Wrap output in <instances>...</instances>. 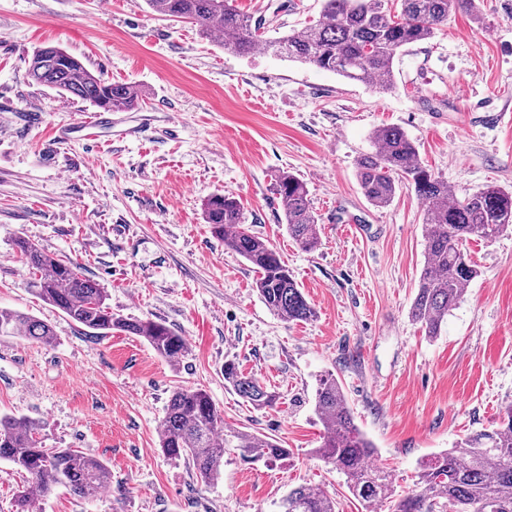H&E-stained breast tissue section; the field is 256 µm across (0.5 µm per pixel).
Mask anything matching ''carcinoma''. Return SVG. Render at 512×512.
I'll use <instances>...</instances> for the list:
<instances>
[{"label":"carcinoma","mask_w":512,"mask_h":512,"mask_svg":"<svg viewBox=\"0 0 512 512\" xmlns=\"http://www.w3.org/2000/svg\"><path fill=\"white\" fill-rule=\"evenodd\" d=\"M235 0H147L153 13L174 21L187 20L206 34L220 30L223 46L241 56L273 53L313 65L344 78L388 91L395 86L394 63L404 49L429 40L458 7L477 12L476 0H323L322 19L298 32L267 37L264 25L242 13ZM27 77L72 100L105 112L131 110L139 91L95 75L66 50L41 46L33 51ZM377 148L358 162L360 188L368 202L388 206L401 181L425 202V264L409 315L433 337L448 313L463 300L478 276L467 252L472 239L492 241L512 228V188L487 185L463 198L448 182L432 174L406 133L395 126L375 131ZM273 191L282 208L288 236L306 251L320 243V224L306 182L290 172L275 176ZM212 234L248 261L257 278L255 288L269 310L287 322H306L315 310L268 241L250 233L244 207L234 196L217 193L204 204ZM21 261L35 275L32 288L49 305L98 336L119 330L143 338L172 365L189 353L187 340L162 321L129 320L112 313L106 295L76 267L47 254L37 245L16 243ZM0 334L21 336L44 345L54 342L52 327L12 310H0ZM224 381L255 408L274 406L279 392L243 374L233 360L224 361ZM315 413L324 428L314 454L346 476L350 493L367 509L391 504V512H512V404L492 427L419 464L414 489L395 497L392 472L369 465L374 445L355 423L339 382L329 376L315 391ZM160 448L170 458L192 464L201 483L221 477L224 449L241 448L253 460L273 465L288 458V449L266 436L224 430V417L209 393L198 387L172 391L161 421ZM0 459L27 476L19 492L18 512H29L32 491L48 495L65 486L91 497L111 483L103 460L74 448H47L40 426L11 415L0 416ZM279 512H336V499L315 485H298L280 499Z\"/></svg>","instance_id":"1"}]
</instances>
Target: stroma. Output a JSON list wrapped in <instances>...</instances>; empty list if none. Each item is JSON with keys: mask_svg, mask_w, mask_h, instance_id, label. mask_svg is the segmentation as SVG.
<instances>
[{"mask_svg": "<svg viewBox=\"0 0 512 512\" xmlns=\"http://www.w3.org/2000/svg\"><path fill=\"white\" fill-rule=\"evenodd\" d=\"M288 34L318 20L323 0H236ZM481 17L451 10L431 40L407 48L381 93L269 53L240 56L218 35L152 13L146 0H0V308L51 325L53 344L0 335V415L40 422L49 448L104 460L112 483L91 498L56 487L37 512H276L299 484L322 487L336 512H364L345 476L313 454L320 378L334 375L371 462L413 487L422 460L481 429L512 403V232L474 240L479 274L431 338L409 318L425 263L423 202L398 185L373 207L357 178L372 133L401 128L457 197L512 186V0H481ZM53 44L141 93L94 140L61 142L82 101L27 77ZM40 121H33L34 113ZM289 171L309 189L321 226L312 252L289 239L272 191ZM239 199L249 230L270 241L316 310L287 323L264 304L251 265L205 222V201ZM72 263L114 313L165 322L189 343L179 365L143 338L92 335L32 290L17 240ZM281 395L256 409L224 383V362ZM199 386L228 429L276 440L267 466L224 451L219 481L200 482L159 446L172 390Z\"/></svg>", "mask_w": 512, "mask_h": 512, "instance_id": "stroma-1", "label": "stroma"}]
</instances>
